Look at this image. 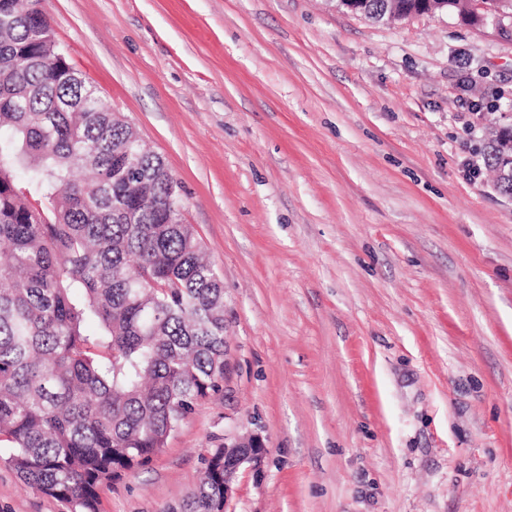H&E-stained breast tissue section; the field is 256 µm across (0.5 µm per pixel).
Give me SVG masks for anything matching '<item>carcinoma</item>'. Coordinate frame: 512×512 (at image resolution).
<instances>
[{"label": "carcinoma", "mask_w": 512, "mask_h": 512, "mask_svg": "<svg viewBox=\"0 0 512 512\" xmlns=\"http://www.w3.org/2000/svg\"><path fill=\"white\" fill-rule=\"evenodd\" d=\"M39 0H0V449L25 487L98 512L224 383V283L184 224L180 187L71 67ZM377 22L414 0H362ZM475 28L512 0H430ZM512 156V127L487 153ZM171 512H224V449Z\"/></svg>", "instance_id": "carcinoma-1"}]
</instances>
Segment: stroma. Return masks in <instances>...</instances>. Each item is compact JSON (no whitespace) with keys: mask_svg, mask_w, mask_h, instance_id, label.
I'll list each match as a JSON object with an SVG mask.
<instances>
[{"mask_svg":"<svg viewBox=\"0 0 512 512\" xmlns=\"http://www.w3.org/2000/svg\"><path fill=\"white\" fill-rule=\"evenodd\" d=\"M41 7L224 280L222 393L99 512L179 506L250 433L227 512H512V197L479 153L512 124V40L333 0ZM0 512L70 508L0 459Z\"/></svg>","mask_w":512,"mask_h":512,"instance_id":"1","label":"stroma"}]
</instances>
